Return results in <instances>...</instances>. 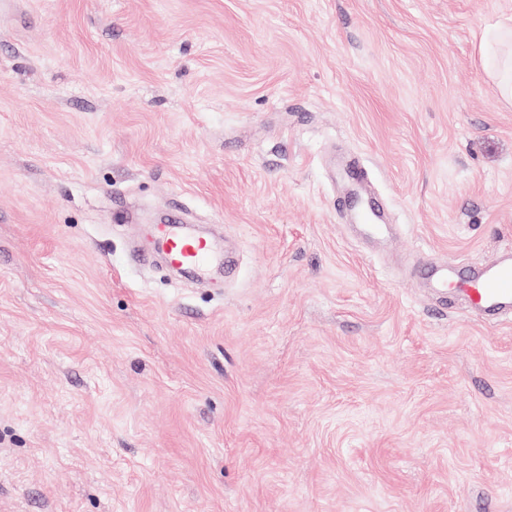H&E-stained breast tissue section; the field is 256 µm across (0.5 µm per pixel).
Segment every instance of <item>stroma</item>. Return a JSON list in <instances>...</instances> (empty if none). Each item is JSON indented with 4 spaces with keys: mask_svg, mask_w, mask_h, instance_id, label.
I'll return each instance as SVG.
<instances>
[{
    "mask_svg": "<svg viewBox=\"0 0 512 512\" xmlns=\"http://www.w3.org/2000/svg\"><path fill=\"white\" fill-rule=\"evenodd\" d=\"M512 0L0 14V512H512V321L418 258L512 245ZM368 165L396 230L336 218ZM179 206L238 254L143 264Z\"/></svg>",
    "mask_w": 512,
    "mask_h": 512,
    "instance_id": "obj_1",
    "label": "stroma"
}]
</instances>
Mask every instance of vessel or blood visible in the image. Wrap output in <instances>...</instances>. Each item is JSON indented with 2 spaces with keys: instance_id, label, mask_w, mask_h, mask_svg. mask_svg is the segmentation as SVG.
Instances as JSON below:
<instances>
[{
  "instance_id": "vessel-or-blood-1",
  "label": "vessel or blood",
  "mask_w": 512,
  "mask_h": 512,
  "mask_svg": "<svg viewBox=\"0 0 512 512\" xmlns=\"http://www.w3.org/2000/svg\"><path fill=\"white\" fill-rule=\"evenodd\" d=\"M339 175L357 191L354 210L365 224L364 234L372 239L390 235L392 225L379 223L377 206L369 199L368 176L360 159L350 158ZM154 237L177 268L205 275L226 261L215 244L197 236L188 225L176 222L155 225ZM410 273L438 300H445L453 291L463 297L473 313L485 320L512 317V246L499 250L493 259L476 266L457 260L424 259L415 263Z\"/></svg>"
}]
</instances>
